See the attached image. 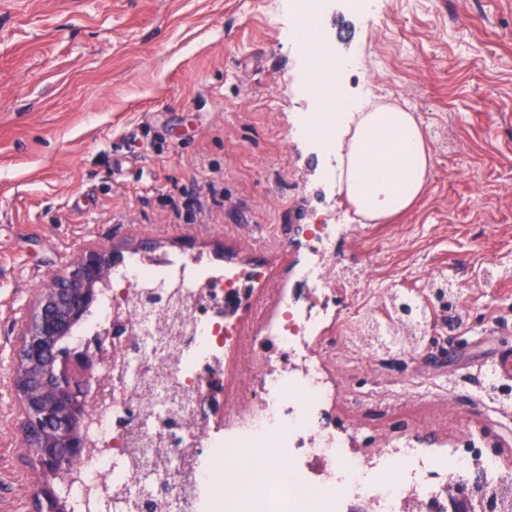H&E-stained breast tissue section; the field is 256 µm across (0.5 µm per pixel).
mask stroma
<instances>
[{"label":"stroma","mask_w":512,"mask_h":512,"mask_svg":"<svg viewBox=\"0 0 512 512\" xmlns=\"http://www.w3.org/2000/svg\"><path fill=\"white\" fill-rule=\"evenodd\" d=\"M363 2L327 0L329 48L359 59L352 96L414 113L435 163L382 224L359 218L305 129L307 56L284 0H0V512H34L19 334L84 247L258 270L235 314L253 336L322 223L348 272L311 345L328 425L364 459L472 440L512 467V391L479 372L512 344V0ZM394 292L417 296L430 327L367 347L362 323Z\"/></svg>","instance_id":"obj_1"}]
</instances>
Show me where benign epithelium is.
I'll use <instances>...</instances> for the list:
<instances>
[{"label": "benign epithelium", "instance_id": "1", "mask_svg": "<svg viewBox=\"0 0 512 512\" xmlns=\"http://www.w3.org/2000/svg\"><path fill=\"white\" fill-rule=\"evenodd\" d=\"M113 262L112 252L101 247L83 249L70 269L40 294L20 338L14 385L21 400L23 434L34 429L41 433L34 444L37 462L59 480L68 477L69 460L83 456L88 447L79 410L87 406L90 385L105 379L108 352L98 342L65 352L57 339L86 317L93 286L109 277ZM55 497L52 486L36 483V512H59Z\"/></svg>", "mask_w": 512, "mask_h": 512}]
</instances>
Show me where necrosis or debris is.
Here are the masks:
<instances>
[{"label":"necrosis or debris","instance_id":"1","mask_svg":"<svg viewBox=\"0 0 512 512\" xmlns=\"http://www.w3.org/2000/svg\"><path fill=\"white\" fill-rule=\"evenodd\" d=\"M309 250L319 258L309 292L328 287L336 253L325 225H317ZM246 280L236 268L215 267L200 257L145 264L132 260L112 268V285L99 295L93 317L67 343L76 346L103 334L111 353L106 385L90 389L83 418L88 455L64 485L72 512H130L128 502L142 484V453L154 449L155 469L180 474L160 512H223L225 503L245 500L247 512H448L435 475L471 473V453L433 454L408 446L382 451L365 462L323 420L329 389L316 361L303 371L288 359L324 319L302 308L298 295L279 298L280 323L272 335L236 336L224 294ZM234 353L241 377L258 379L257 389L223 399L220 421L200 423L198 395L224 375V356ZM167 395L178 403L170 437L156 429L128 432V415L147 413ZM264 448L283 483L239 491L213 475L214 466L240 449Z\"/></svg>","mask_w":512,"mask_h":512}]
</instances>
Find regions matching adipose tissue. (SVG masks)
I'll list each match as a JSON object with an SVG mask.
<instances>
[{
  "instance_id": "adipose-tissue-1",
  "label": "adipose tissue",
  "mask_w": 512,
  "mask_h": 512,
  "mask_svg": "<svg viewBox=\"0 0 512 512\" xmlns=\"http://www.w3.org/2000/svg\"><path fill=\"white\" fill-rule=\"evenodd\" d=\"M334 108L327 147L357 214L385 222L408 210L434 168L424 128L402 108L351 98L341 84L335 88Z\"/></svg>"
}]
</instances>
